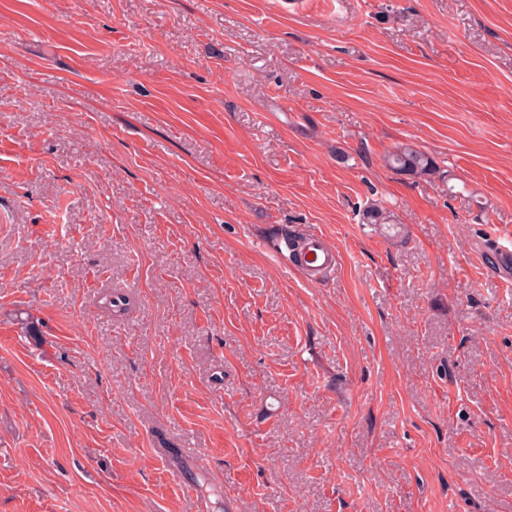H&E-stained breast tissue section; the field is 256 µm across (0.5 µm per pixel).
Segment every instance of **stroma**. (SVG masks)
Instances as JSON below:
<instances>
[{"instance_id": "obj_1", "label": "stroma", "mask_w": 512, "mask_h": 512, "mask_svg": "<svg viewBox=\"0 0 512 512\" xmlns=\"http://www.w3.org/2000/svg\"><path fill=\"white\" fill-rule=\"evenodd\" d=\"M488 237L512 0H0V512H512ZM383 161L387 168L407 179H422L437 173L433 156L413 144H398L385 151ZM306 260L309 264L291 262L286 266L294 272L303 274L307 279L313 280L318 273L336 267V250L322 236L312 234L307 237Z\"/></svg>"}]
</instances>
